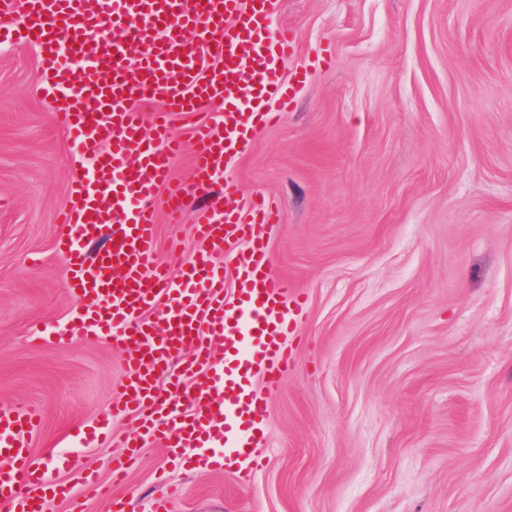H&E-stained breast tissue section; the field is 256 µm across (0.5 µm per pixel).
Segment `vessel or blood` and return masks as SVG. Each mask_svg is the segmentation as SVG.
<instances>
[{
    "label": "vessel or blood",
    "instance_id": "vessel-or-blood-1",
    "mask_svg": "<svg viewBox=\"0 0 512 512\" xmlns=\"http://www.w3.org/2000/svg\"><path fill=\"white\" fill-rule=\"evenodd\" d=\"M275 0H26L17 21L11 0H0V43L34 46L46 97L81 147L73 204L60 217L67 231L55 242L64 285L77 308L81 336L124 354L120 399L108 416L136 415L139 430L111 462L113 483L124 480L146 440L163 441L174 465L224 469L250 483L260 460L269 392L294 367L289 339L303 315L302 297L275 270L267 231L275 213L265 199L239 208L238 183L227 163L287 111L293 89L280 75L293 36L272 27ZM107 73L86 82L83 70ZM164 111L145 122L141 103ZM219 103V120L199 116ZM193 115L195 179L172 181L183 140L171 113ZM166 189L171 223H180L188 197L197 242L184 253L162 243L154 197ZM112 225V243L95 259L84 244ZM247 241L235 256L232 298L224 296L219 253ZM168 247L171 264L155 256ZM39 415L0 409V512H51L68 501L85 512L75 486L95 484L75 470L52 482L30 456Z\"/></svg>",
    "mask_w": 512,
    "mask_h": 512
}]
</instances>
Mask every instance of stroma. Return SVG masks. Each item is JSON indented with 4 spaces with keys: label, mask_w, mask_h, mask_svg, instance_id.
Instances as JSON below:
<instances>
[{
    "label": "stroma",
    "mask_w": 512,
    "mask_h": 512,
    "mask_svg": "<svg viewBox=\"0 0 512 512\" xmlns=\"http://www.w3.org/2000/svg\"><path fill=\"white\" fill-rule=\"evenodd\" d=\"M293 104L229 176L280 208L277 271L306 299L250 485L152 440L121 494L148 512H512V0H283ZM78 149L38 59L0 45V407L37 409L33 461L81 446L120 352L75 337L54 243ZM71 336L69 345L49 342Z\"/></svg>",
    "instance_id": "obj_1"
}]
</instances>
